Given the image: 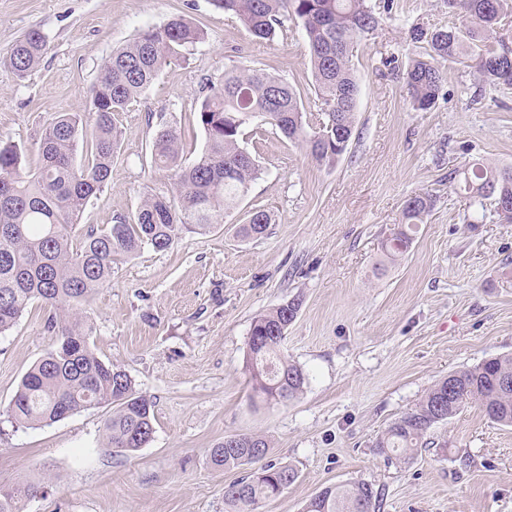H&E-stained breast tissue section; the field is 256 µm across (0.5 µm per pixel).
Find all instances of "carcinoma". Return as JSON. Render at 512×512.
<instances>
[{"label":"carcinoma","instance_id":"cac0c4a2","mask_svg":"<svg viewBox=\"0 0 512 512\" xmlns=\"http://www.w3.org/2000/svg\"><path fill=\"white\" fill-rule=\"evenodd\" d=\"M214 8L235 15L259 39H272L283 20L301 24L309 44L319 123L307 121L295 89L263 69L234 67L202 99L195 119L204 146L187 163L181 132L162 122L154 136L151 164L172 173L167 194L148 193L136 210L101 230L91 229L73 245V233L92 196L112 172V159L122 137L117 116L125 112L169 63L186 58L204 40L203 30L184 15L172 16L159 28L144 29L131 43L108 56L90 90L83 112H59L42 131L35 168L15 144L0 145V335L9 331L32 304L50 315L47 328L56 346L21 378L6 410L9 422L44 426L84 409L109 406L105 422L107 446L120 453L145 447L154 433L150 399L139 394L131 376L100 359L89 338L92 325L82 308L100 288L112 283V264L121 254L144 248L165 251L183 231L205 234L236 208L261 169L241 146L242 127L262 113L268 124L306 147L312 159L332 166L347 150L353 135L360 87L352 63L356 45L371 36L378 21L367 0H210ZM458 24L413 39L426 42L406 70L410 103L431 109L447 78V64L475 47L479 79L494 88H512V43L499 36L512 17V0H443ZM46 38L30 30L0 60L24 77L38 66ZM92 121L86 129L85 118ZM90 137L84 162L76 161L79 143ZM464 190L478 201L492 200L493 214L512 223V167L473 161L461 171ZM432 207L430 195L407 199L403 222L383 242L392 261L404 255L419 224ZM271 224L264 211L253 212L242 225L244 237L261 238ZM301 301L293 299L253 319L246 368L253 392L267 400H290L307 383L304 370L282 355L281 344ZM477 404L485 416L512 426V356L490 358L448 374L433 385L416 406L395 419L377 440L383 454L412 456L428 430ZM231 446L209 449L215 468L251 466L240 480L224 487L225 512H255L264 500L280 496L297 478L288 466L265 461L268 440L239 434ZM382 494L374 485L354 482L327 486L303 512H379Z\"/></svg>","mask_w":512,"mask_h":512}]
</instances>
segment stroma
I'll use <instances>...</instances> for the list:
<instances>
[{
	"label": "stroma",
	"mask_w": 512,
	"mask_h": 512,
	"mask_svg": "<svg viewBox=\"0 0 512 512\" xmlns=\"http://www.w3.org/2000/svg\"><path fill=\"white\" fill-rule=\"evenodd\" d=\"M369 0L379 21L354 50L361 84L356 128L334 167L261 119L240 142L261 168L237 208L167 251L119 257L112 283L87 308L90 345L124 369L153 403L154 434L138 451L107 448L95 407L38 428L5 411L31 365L56 337L32 306L0 335V492L37 487L22 512H224V487L244 468L219 470L208 451L225 436L266 435L268 462L297 480L256 512H302L323 488L364 481L383 494L381 512H512V427L478 405L428 431L425 448L387 459L375 443L449 372L512 354V224L483 218L450 172L480 158L512 167V88L479 83L453 63L435 106L409 102L403 74L418 51L410 31L453 24L441 0ZM187 15L206 38L172 62L120 114L112 173L91 197L77 234L132 212L170 178L150 166L155 130L173 121L193 160L204 135L194 110L225 68H261L318 101L306 36L295 22L273 40L253 38L209 0H0V55L25 32L47 38L25 77L0 65V142L36 143L59 112L84 108L103 60L139 30ZM434 206L411 247L385 263L381 243L406 200ZM272 217L266 236L242 237L248 214ZM302 300L282 351L308 375L287 402L254 398L246 368L255 316Z\"/></svg>",
	"instance_id": "35a3bbf8"
}]
</instances>
